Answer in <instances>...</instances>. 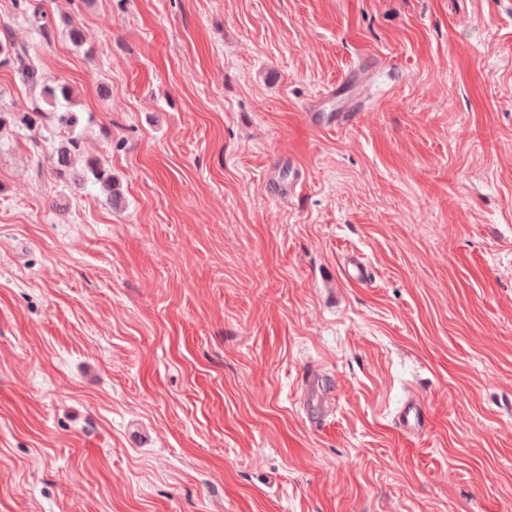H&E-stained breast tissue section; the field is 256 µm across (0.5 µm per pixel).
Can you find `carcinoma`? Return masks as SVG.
<instances>
[{"label": "carcinoma", "mask_w": 512, "mask_h": 512, "mask_svg": "<svg viewBox=\"0 0 512 512\" xmlns=\"http://www.w3.org/2000/svg\"><path fill=\"white\" fill-rule=\"evenodd\" d=\"M15 13L25 16L31 26L43 39L51 41L53 27L48 12L40 6L31 5V0H12ZM11 65L14 72L31 90H40V96L52 106V118L61 127L72 128L78 123L76 111L69 103L73 101L74 90L67 84H48L47 77L35 61L29 46L17 44L10 40H0V66ZM80 151L77 140L70 138L65 145L56 150L54 174L61 181L67 180L72 161ZM87 172L93 179L110 192L112 199H117L119 191L111 171L98 158L86 160Z\"/></svg>", "instance_id": "carcinoma-1"}]
</instances>
